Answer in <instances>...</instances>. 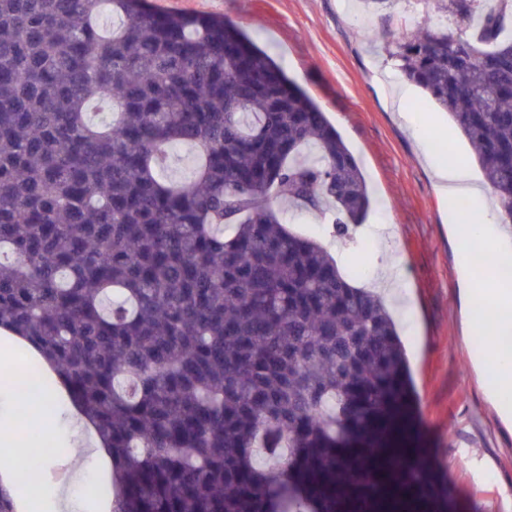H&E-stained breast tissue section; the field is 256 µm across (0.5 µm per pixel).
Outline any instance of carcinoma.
Returning <instances> with one entry per match:
<instances>
[{
  "label": "carcinoma",
  "mask_w": 512,
  "mask_h": 512,
  "mask_svg": "<svg viewBox=\"0 0 512 512\" xmlns=\"http://www.w3.org/2000/svg\"><path fill=\"white\" fill-rule=\"evenodd\" d=\"M438 0L469 39L391 56L458 125L512 222V0ZM124 17L110 32L101 5ZM112 120L93 122L92 103ZM194 151L190 174L164 176ZM361 167L230 20L143 0H0V328L37 344L112 453V512H336L391 448L407 367L381 299L285 214L351 240Z\"/></svg>",
  "instance_id": "cac0c4a2"
}]
</instances>
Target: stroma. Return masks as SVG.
Instances as JSON below:
<instances>
[{"label":"stroma","mask_w":512,"mask_h":512,"mask_svg":"<svg viewBox=\"0 0 512 512\" xmlns=\"http://www.w3.org/2000/svg\"><path fill=\"white\" fill-rule=\"evenodd\" d=\"M154 12L216 15L240 25L288 77L311 96L360 163L371 205L357 229L366 289L396 276L403 300L389 303L409 365L413 425L405 467H427L452 491L455 512H507L500 490L512 487V427L490 401L492 372L482 358L479 327L460 296L458 245L448 201L434 184L428 152L467 162L483 183L471 148L448 114L420 88L406 107L403 83L386 51L388 32L424 26V0H391L363 11L358 0H145ZM378 481L357 512L384 499L391 512H438L431 494L406 495L401 481L374 462Z\"/></svg>","instance_id":"35a3bbf8"}]
</instances>
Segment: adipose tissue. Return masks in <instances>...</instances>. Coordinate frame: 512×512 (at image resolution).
Listing matches in <instances>:
<instances>
[{"label":"adipose tissue","instance_id":"obj_1","mask_svg":"<svg viewBox=\"0 0 512 512\" xmlns=\"http://www.w3.org/2000/svg\"><path fill=\"white\" fill-rule=\"evenodd\" d=\"M435 172L440 191L449 202L460 197H468L474 205V214L483 224L482 235L472 236L469 227H462L458 233V249L464 266L472 279L467 295L470 307L483 318L482 330L488 336H508L512 334V281L504 279L498 271L479 267L477 259L495 247L492 224L499 221V209L491 204L484 189L474 183L466 165L436 164ZM18 341L13 331H5L0 336V456L14 457L18 450L53 462L61 458L73 459L70 481L52 488L37 479L25 480L23 484L12 486L11 491L17 507L23 512H35L44 496H51L54 512H73L70 486L84 480L83 459L92 460L98 471L109 470L112 458L102 438L84 412L72 405L67 388L54 371L46 367L42 374L39 391L24 400H16L10 389L17 377ZM70 407L71 425L76 434L72 447L54 446L51 439L33 442L29 435L40 430L49 420L57 404Z\"/></svg>","mask_w":512,"mask_h":512}]
</instances>
